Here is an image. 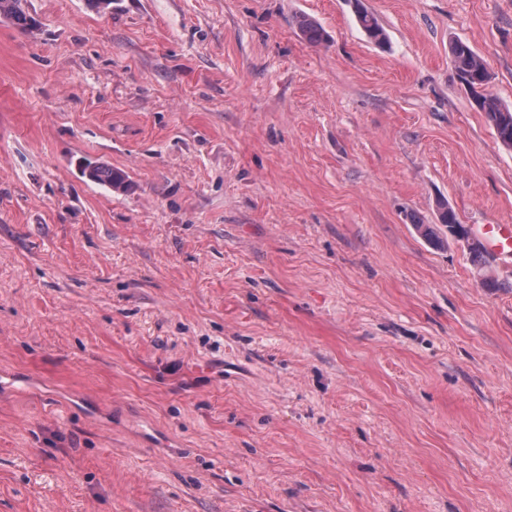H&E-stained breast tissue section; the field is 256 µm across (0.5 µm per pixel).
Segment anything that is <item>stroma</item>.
Returning <instances> with one entry per match:
<instances>
[{
	"label": "stroma",
	"mask_w": 512,
	"mask_h": 512,
	"mask_svg": "<svg viewBox=\"0 0 512 512\" xmlns=\"http://www.w3.org/2000/svg\"><path fill=\"white\" fill-rule=\"evenodd\" d=\"M363 3L0 18V512H512V0ZM357 21L370 41L378 45L386 43L387 34L371 12L359 8L357 10ZM449 52L458 81L464 87L466 84L475 92V105L481 112L485 113L489 125L495 132L496 138L503 145L511 148L512 106L503 104L490 91H487L485 94L475 91L477 85L482 82L486 84L490 82V74L484 60L467 43L459 40L450 43ZM91 168H83L84 172L89 178ZM92 181L108 186L111 189L123 190L127 187V176L119 170H114L110 166L98 165L94 167L92 172ZM436 210L438 223L448 231V239L456 240V236L464 230V224H460L455 211L448 206L447 201H438ZM487 250L493 254H512V225L484 224L481 232Z\"/></svg>",
	"instance_id": "obj_1"
}]
</instances>
